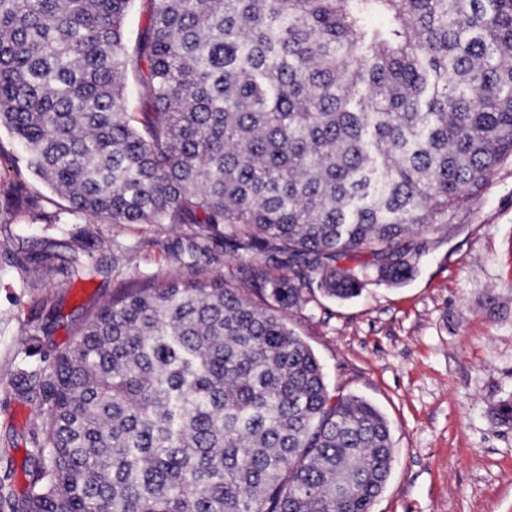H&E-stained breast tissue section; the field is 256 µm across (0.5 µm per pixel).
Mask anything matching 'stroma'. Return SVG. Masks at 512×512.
<instances>
[{
  "label": "stroma",
  "mask_w": 512,
  "mask_h": 512,
  "mask_svg": "<svg viewBox=\"0 0 512 512\" xmlns=\"http://www.w3.org/2000/svg\"><path fill=\"white\" fill-rule=\"evenodd\" d=\"M37 205L60 223L33 224ZM189 225L95 223L67 210L0 129V512H23L30 488L39 383L83 309L132 284L252 263L210 240L181 256ZM89 259L72 284L17 261L19 239ZM423 253L399 286L373 282L340 302L315 296L288 313L336 395H359L387 419L395 461L372 512H512V157L450 224L419 236Z\"/></svg>",
  "instance_id": "1"
}]
</instances>
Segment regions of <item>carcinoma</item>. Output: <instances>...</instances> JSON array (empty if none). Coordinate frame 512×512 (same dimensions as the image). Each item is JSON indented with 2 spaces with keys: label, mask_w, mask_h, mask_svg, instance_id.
Segmentation results:
<instances>
[{
  "label": "carcinoma",
  "mask_w": 512,
  "mask_h": 512,
  "mask_svg": "<svg viewBox=\"0 0 512 512\" xmlns=\"http://www.w3.org/2000/svg\"><path fill=\"white\" fill-rule=\"evenodd\" d=\"M132 2L0 0V127L70 212L263 262L247 293L191 273L86 316L24 510L371 512L389 425L331 394L287 313L405 282L413 238L512 156V0H150L131 48ZM58 259L24 257L81 279Z\"/></svg>",
  "instance_id": "1"
}]
</instances>
